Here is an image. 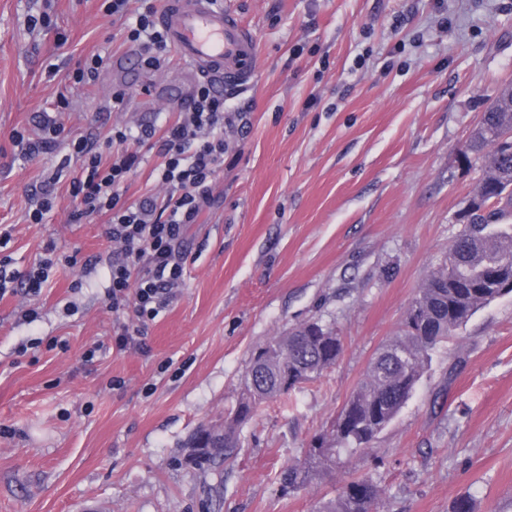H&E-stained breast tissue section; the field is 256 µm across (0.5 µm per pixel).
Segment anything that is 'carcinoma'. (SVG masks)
I'll use <instances>...</instances> for the list:
<instances>
[{"instance_id":"carcinoma-1","label":"carcinoma","mask_w":512,"mask_h":512,"mask_svg":"<svg viewBox=\"0 0 512 512\" xmlns=\"http://www.w3.org/2000/svg\"><path fill=\"white\" fill-rule=\"evenodd\" d=\"M512 116L502 106H491L483 117L488 127H497ZM461 152L482 161L491 179L477 187L476 194L498 198L486 216L466 222L448 250L456 261L454 271L458 287L449 288L448 261H443L413 299L411 306L433 323L427 333L412 322L407 312L403 335L386 344L371 360L365 379L354 390L335 419L329 432L312 445L310 459L331 462L343 452L365 447L397 415L421 378L430 352L482 307L492 302L486 297L483 282L501 276L512 277V265L496 263L500 257L512 259V224L501 222L504 212L512 209V147H498L478 129ZM343 344L336 330L319 320L299 324L276 336L258 351L265 374L241 379V396L236 409L224 417V447L205 448L195 454L198 465L224 459V450L236 447L239 428L256 408L287 393L276 377L286 371L296 372L298 384L314 381L336 363ZM406 351L413 358L411 371H404L394 353ZM380 490L367 477H355L342 488L338 497L322 503L319 512H379Z\"/></svg>"}]
</instances>
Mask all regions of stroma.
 Wrapping results in <instances>:
<instances>
[{
    "instance_id": "obj_1",
    "label": "stroma",
    "mask_w": 512,
    "mask_h": 512,
    "mask_svg": "<svg viewBox=\"0 0 512 512\" xmlns=\"http://www.w3.org/2000/svg\"><path fill=\"white\" fill-rule=\"evenodd\" d=\"M221 2L251 30L257 66L249 84L216 86L240 118L143 354L112 342L104 217L73 220L67 171L30 223L60 155L24 158L12 135L36 134L63 97L65 136L93 133L105 154L114 123L175 111L149 86L179 79L190 97L197 83L173 50L126 75L133 45L102 0H0V260L25 271L50 239L61 258L39 296L0 299V512H316L363 474L379 512H451L463 494L476 512H512V294L431 353L367 450L307 469L295 491L280 481L461 229L482 171L460 149L512 83V0ZM97 54L96 80L76 83ZM310 320L341 336L336 364L260 405L218 464L194 466L188 437L223 423L253 354Z\"/></svg>"
}]
</instances>
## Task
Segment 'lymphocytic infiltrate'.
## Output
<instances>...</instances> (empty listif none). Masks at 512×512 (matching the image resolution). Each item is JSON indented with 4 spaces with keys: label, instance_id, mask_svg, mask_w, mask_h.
Segmentation results:
<instances>
[{
    "label": "lymphocytic infiltrate",
    "instance_id": "f902f5d3",
    "mask_svg": "<svg viewBox=\"0 0 512 512\" xmlns=\"http://www.w3.org/2000/svg\"><path fill=\"white\" fill-rule=\"evenodd\" d=\"M108 2L110 15L131 17L126 38L140 43L145 65L158 66L169 52V43L157 25L152 0H143L134 12L129 9L131 0ZM235 119L224 109L223 94L206 82L174 117L137 128H113L110 160H103L91 136L69 138L68 152L52 177L60 179L63 169L78 163L71 181V195L80 204L77 217L107 218L106 235L120 254L112 264L108 290L109 308L124 316L113 329L117 349L146 350L143 335L149 322L169 306L183 285L185 259L177 245L210 200L224 166V129ZM154 155L161 162L153 166L151 175L165 187V196L127 199L125 183Z\"/></svg>",
    "mask_w": 512,
    "mask_h": 512
}]
</instances>
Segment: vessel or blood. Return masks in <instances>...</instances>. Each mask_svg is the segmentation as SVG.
I'll list each match as a JSON object with an SVG mask.
<instances>
[{"label": "vessel or blood", "mask_w": 512, "mask_h": 512, "mask_svg": "<svg viewBox=\"0 0 512 512\" xmlns=\"http://www.w3.org/2000/svg\"><path fill=\"white\" fill-rule=\"evenodd\" d=\"M158 22L198 77L231 84L251 79L256 57L252 35L217 0H166Z\"/></svg>", "instance_id": "vessel-or-blood-1"}]
</instances>
